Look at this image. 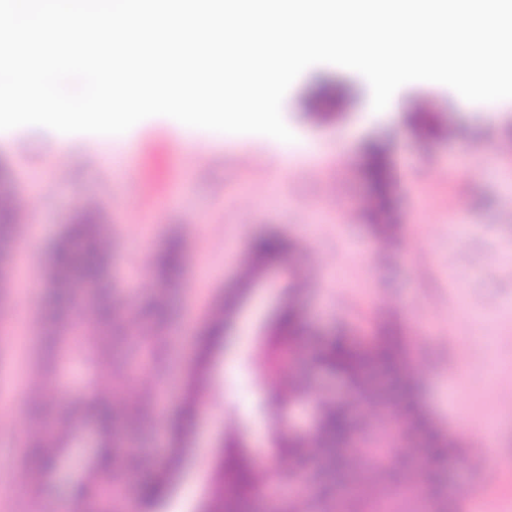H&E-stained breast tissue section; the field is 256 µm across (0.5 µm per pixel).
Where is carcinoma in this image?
<instances>
[{
  "instance_id": "obj_1",
  "label": "carcinoma",
  "mask_w": 512,
  "mask_h": 512,
  "mask_svg": "<svg viewBox=\"0 0 512 512\" xmlns=\"http://www.w3.org/2000/svg\"><path fill=\"white\" fill-rule=\"evenodd\" d=\"M344 88L321 82L314 86L310 98L322 107H332L344 97ZM363 174L380 201H385L392 188V167L387 150L380 144L366 149ZM100 216L94 210L79 213L68 225L59 242L49 287L55 293L56 311L42 318L43 353L39 361L41 375L52 379L66 363L78 359L88 370L82 388L70 400V410L38 422L37 431L28 437L31 448L28 458V493L34 500L41 497V480L48 469L68 447L77 422L91 425L94 440V461L90 462L83 494L99 505L98 512H115L112 489L117 479L112 468V447L115 418L121 413L118 404L127 400L126 411L141 425L148 420L152 396L131 394L133 371L123 365H112V283L107 280L108 250ZM18 222L15 202L8 194L0 193V239L11 238ZM289 245L278 237H262L250 248V262L245 267L241 285L259 277L267 267L281 261ZM149 262L158 277L160 288L154 307L157 331H164L166 315L164 292L179 282L183 273L182 251L171 244L164 252L150 257ZM241 290H236L211 315L210 335L220 336L224 323ZM305 329L297 322L296 308L288 302L279 309V318L272 324L262 344L268 370L279 374L287 368L286 358L299 348ZM162 336H140L134 343L140 365L156 368L164 353ZM202 350L196 367L189 374L188 393L177 417L170 422L172 446H178L189 430L205 382V358ZM313 363L321 372L342 379L354 394L352 399H339L329 392L316 389L305 378L293 379L288 388L273 397L279 410L309 402L315 415L314 431L303 437L285 427L272 437V458L288 460V468L274 465L261 469L240 453L233 439L226 443L224 466L218 486L208 505V512H252L254 502L272 484H284L295 477V471L313 457L319 449L321 486L317 495L304 494L288 502L284 512H379L381 501L361 492L341 491L339 473L343 465L341 451L360 429L364 420L354 410V399L369 402L379 410L390 412L398 435L390 432L372 433L358 449L366 459L370 480L378 485L383 496L393 486L387 476L393 471L394 460L420 456L411 480L428 489L445 460L460 458L464 449L454 439H447L435 428L419 406L413 393L415 355L412 344L395 325L379 329L368 343L355 342L344 334L327 336L314 352ZM382 373L389 390L371 385L369 375ZM110 388H99L100 379ZM176 459L159 470L141 485L140 498L145 506L163 494L171 481Z\"/></svg>"
}]
</instances>
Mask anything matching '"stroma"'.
<instances>
[{
    "label": "stroma",
    "instance_id": "obj_1",
    "mask_svg": "<svg viewBox=\"0 0 512 512\" xmlns=\"http://www.w3.org/2000/svg\"><path fill=\"white\" fill-rule=\"evenodd\" d=\"M348 88L333 121L314 119L303 101L317 80ZM372 91L359 73L332 64L308 67L286 93L281 113L296 140L261 134L201 132L209 160L193 168L184 160L174 119L153 116L131 136L71 135L57 152L54 130L18 127L0 136V159L10 161L8 193L21 197L34 180L42 190L28 223L0 241L9 288L0 290V475L16 491L0 493V512H41L25 492L24 438L34 425L32 404L48 383L37 361L42 352L40 304L48 293V256L70 218L98 206L112 242L109 277L117 313L112 321L113 362L130 356V325L156 284L142 269L148 253L180 240L181 281L167 291L174 329L160 369L140 371L139 391L157 389L154 423L142 428L138 448H114L125 502L138 499L141 480L158 471L171 452L167 419L184 401L185 381L200 348L208 363L200 410L179 452L167 501L159 512H195L213 498L227 438L241 440L246 457L271 448L273 415H260L265 394L287 385L270 374L259 336L277 308L293 301L307 338L290 375L313 376L309 356L321 337L367 338L388 318L406 335L420 336L418 399L435 425L456 436L463 460L449 461L441 487L458 512H512V111L463 109L450 87L427 81L405 84L396 111L371 112ZM429 100L445 129L426 138L408 111ZM326 150L320 166L303 154L310 141ZM384 144L397 187L390 209L397 224L392 243L372 231L374 197L362 171L369 142ZM249 165H241L240 154ZM67 169L51 178V166ZM447 171L434 179L436 169ZM151 194L142 196L141 185ZM342 197L341 215L332 204ZM457 232H450V225ZM276 234L293 243L282 264L247 287L238 277L254 237ZM243 293L219 343L205 346L208 312L233 288ZM470 426L459 430V418ZM137 469H130L131 457ZM89 458L72 443L60 469L44 487L47 499L66 498L68 512H94L73 496Z\"/></svg>",
    "mask_w": 512,
    "mask_h": 512
}]
</instances>
